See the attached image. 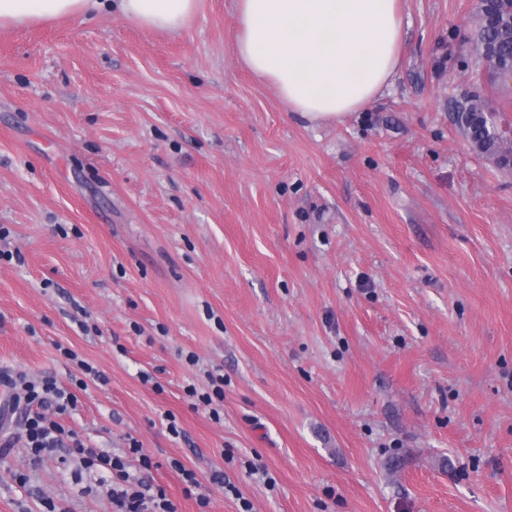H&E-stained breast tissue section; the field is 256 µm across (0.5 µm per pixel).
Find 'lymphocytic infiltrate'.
<instances>
[{
	"mask_svg": "<svg viewBox=\"0 0 512 512\" xmlns=\"http://www.w3.org/2000/svg\"><path fill=\"white\" fill-rule=\"evenodd\" d=\"M0 386L10 389L8 408L20 413L26 426V446L32 460L69 446L90 465L112 477L113 512H178L166 490L141 474L130 472L125 462L106 451L88 447L58 418L78 408L75 393L61 387L51 377L34 382L24 373L0 374Z\"/></svg>",
	"mask_w": 512,
	"mask_h": 512,
	"instance_id": "lymphocytic-infiltrate-1",
	"label": "lymphocytic infiltrate"
}]
</instances>
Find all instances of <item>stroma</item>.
<instances>
[{
    "label": "stroma",
    "mask_w": 512,
    "mask_h": 512,
    "mask_svg": "<svg viewBox=\"0 0 512 512\" xmlns=\"http://www.w3.org/2000/svg\"><path fill=\"white\" fill-rule=\"evenodd\" d=\"M401 6L392 86L321 126L236 59L234 0L176 34L0 29V372L90 363L63 425L137 440L178 512H512V170L456 120L477 91L512 123V84L463 42L475 0ZM211 372L213 407L185 392ZM111 488L65 449L0 455V512Z\"/></svg>",
    "instance_id": "stroma-1"
}]
</instances>
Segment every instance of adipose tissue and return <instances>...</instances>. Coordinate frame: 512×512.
Here are the masks:
<instances>
[{"label": "adipose tissue", "mask_w": 512, "mask_h": 512, "mask_svg": "<svg viewBox=\"0 0 512 512\" xmlns=\"http://www.w3.org/2000/svg\"><path fill=\"white\" fill-rule=\"evenodd\" d=\"M197 0H0V27L119 13L176 33ZM233 53L271 83L288 111L320 125L343 121L391 86L401 63L399 0H235Z\"/></svg>", "instance_id": "1"}]
</instances>
